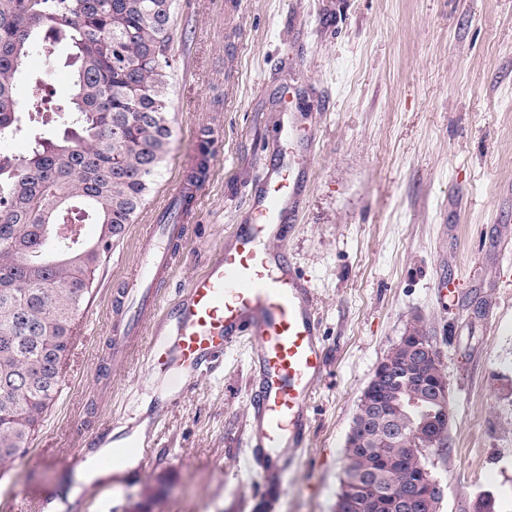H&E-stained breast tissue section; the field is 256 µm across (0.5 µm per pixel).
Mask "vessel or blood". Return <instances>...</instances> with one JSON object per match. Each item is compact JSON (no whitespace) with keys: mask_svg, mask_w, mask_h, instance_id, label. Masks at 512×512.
<instances>
[{"mask_svg":"<svg viewBox=\"0 0 512 512\" xmlns=\"http://www.w3.org/2000/svg\"><path fill=\"white\" fill-rule=\"evenodd\" d=\"M304 202L303 184L281 172L264 175L251 196L246 223L195 276L153 326L149 367L170 391L184 388L194 373L240 338L252 346V397L247 409L249 469L274 468L305 444L308 400L324 371L325 348L307 284L289 265L283 244L293 211ZM185 224L149 227L142 261L126 291L128 301L148 303L170 274ZM139 315H117L112 356L126 360L139 348ZM112 454L142 458L145 449L131 433L116 437Z\"/></svg>","mask_w":512,"mask_h":512,"instance_id":"obj_1","label":"vessel or blood"}]
</instances>
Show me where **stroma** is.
Instances as JSON below:
<instances>
[{"label":"stroma","instance_id":"1","mask_svg":"<svg viewBox=\"0 0 512 512\" xmlns=\"http://www.w3.org/2000/svg\"><path fill=\"white\" fill-rule=\"evenodd\" d=\"M170 55L167 159L76 323L69 389L0 466V512H335L358 399L415 319L453 415L447 448L425 457L439 512H471L484 493L512 512V0H176ZM69 56H32L23 75L70 96ZM201 127L216 141L161 308L233 234L275 160L310 175L287 252L311 286L326 368L304 448L266 479L237 467L248 341L173 402L147 367L151 335L112 359L116 300L142 234L190 176ZM107 423L134 426L146 459L92 479L79 459Z\"/></svg>","mask_w":512,"mask_h":512}]
</instances>
